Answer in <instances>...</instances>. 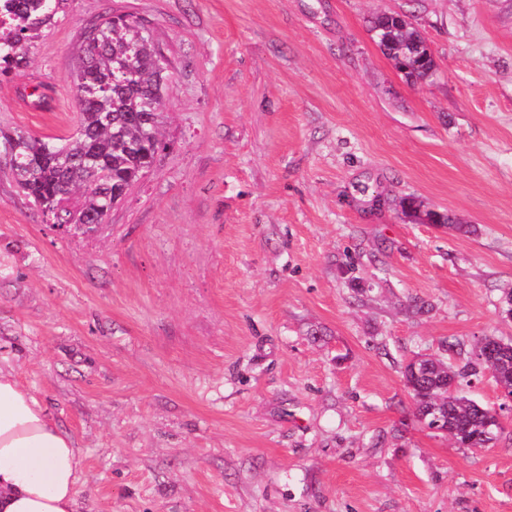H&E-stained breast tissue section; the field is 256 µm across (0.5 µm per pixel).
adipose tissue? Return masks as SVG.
<instances>
[{
    "instance_id": "adipose-tissue-1",
    "label": "adipose tissue",
    "mask_w": 512,
    "mask_h": 512,
    "mask_svg": "<svg viewBox=\"0 0 512 512\" xmlns=\"http://www.w3.org/2000/svg\"><path fill=\"white\" fill-rule=\"evenodd\" d=\"M79 471L71 439L0 369V512H76Z\"/></svg>"
}]
</instances>
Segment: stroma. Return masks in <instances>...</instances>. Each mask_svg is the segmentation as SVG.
<instances>
[{"label": "stroma", "mask_w": 512, "mask_h": 512, "mask_svg": "<svg viewBox=\"0 0 512 512\" xmlns=\"http://www.w3.org/2000/svg\"><path fill=\"white\" fill-rule=\"evenodd\" d=\"M113 14L169 60L170 149L89 236L0 156V358L72 439L77 512H512V422L458 447L403 377L512 340V0H70L0 75L1 133L76 130ZM371 30L379 46L394 61L402 76L410 83L417 84L431 80L436 73L433 53L423 62L413 60L421 53L427 55L426 40L404 16L398 13L383 12L371 22ZM406 62V66L400 65ZM417 64V65H416Z\"/></svg>", "instance_id": "stroma-1"}]
</instances>
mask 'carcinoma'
I'll use <instances>...</instances> for the list:
<instances>
[{"mask_svg": "<svg viewBox=\"0 0 512 512\" xmlns=\"http://www.w3.org/2000/svg\"><path fill=\"white\" fill-rule=\"evenodd\" d=\"M69 0H0V74L26 62L33 39L67 14ZM379 46L410 83L432 79L434 56L422 62L426 40L404 16L383 12L371 22ZM84 56L70 84L79 105L75 136L58 143L18 131L4 137L3 151L19 188L50 223L62 216L70 224L104 219L126 190L151 171L163 141L165 102L160 84L161 51L144 21L133 15L107 16L90 26ZM415 389L419 406L434 403L445 381L461 376L440 359ZM499 387L512 392V342L490 365ZM488 408L448 392V436L461 447L483 443Z\"/></svg>", "mask_w": 512, "mask_h": 512, "instance_id": "carcinoma-1", "label": "carcinoma"}]
</instances>
